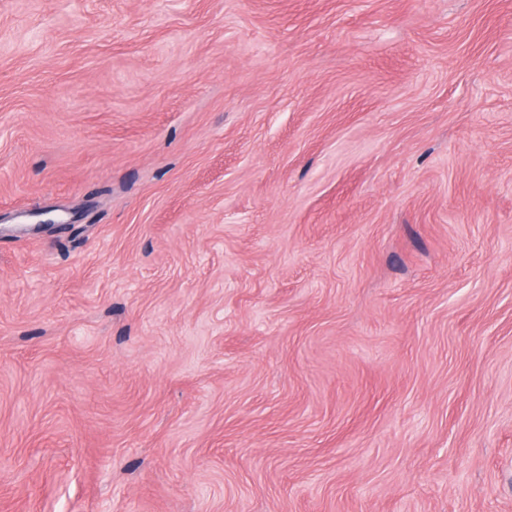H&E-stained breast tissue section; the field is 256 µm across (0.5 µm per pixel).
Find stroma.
Listing matches in <instances>:
<instances>
[{
	"label": "stroma",
	"mask_w": 512,
	"mask_h": 512,
	"mask_svg": "<svg viewBox=\"0 0 512 512\" xmlns=\"http://www.w3.org/2000/svg\"><path fill=\"white\" fill-rule=\"evenodd\" d=\"M0 512H512V0H0Z\"/></svg>",
	"instance_id": "35a3bbf8"
}]
</instances>
